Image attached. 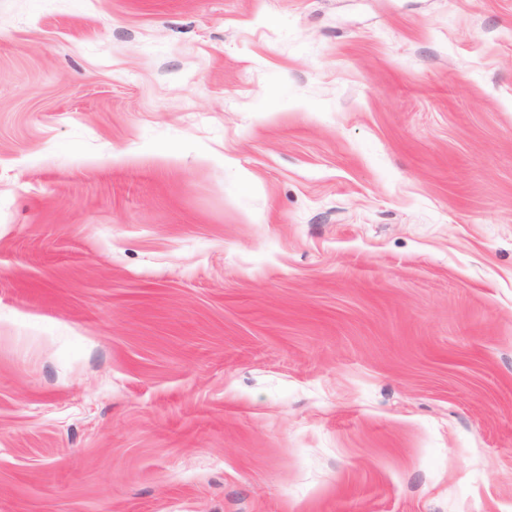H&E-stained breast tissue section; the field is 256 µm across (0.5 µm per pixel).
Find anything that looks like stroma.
Instances as JSON below:
<instances>
[{"mask_svg":"<svg viewBox=\"0 0 512 512\" xmlns=\"http://www.w3.org/2000/svg\"><path fill=\"white\" fill-rule=\"evenodd\" d=\"M0 512H512V0H0Z\"/></svg>","mask_w":512,"mask_h":512,"instance_id":"obj_1","label":"stroma"}]
</instances>
